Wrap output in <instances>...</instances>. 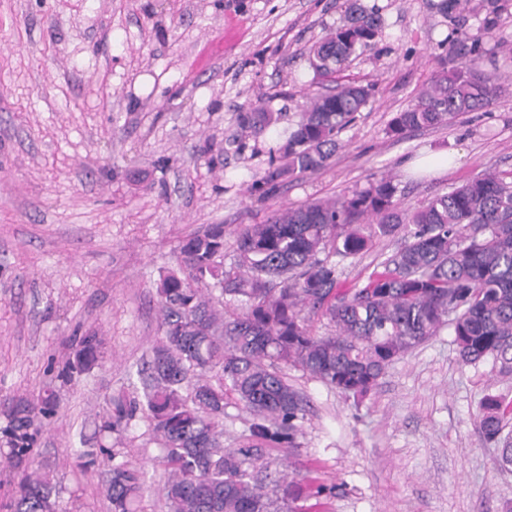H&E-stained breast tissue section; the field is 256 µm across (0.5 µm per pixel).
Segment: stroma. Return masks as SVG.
Here are the masks:
<instances>
[{
    "label": "stroma",
    "instance_id": "35a3bbf8",
    "mask_svg": "<svg viewBox=\"0 0 512 512\" xmlns=\"http://www.w3.org/2000/svg\"><path fill=\"white\" fill-rule=\"evenodd\" d=\"M360 2L382 28L339 78L372 96L327 168L263 196L251 185L268 149L318 86L308 50L344 24L348 0H0V512L24 471L9 460V427L24 409L28 468L51 479L55 512H111L109 461L82 456L100 447L140 472L133 512H166V468L146 419L121 433L102 426L113 396L140 391L138 370L161 339L154 282L176 266L182 238L223 225L230 257L246 225L382 177L405 208L489 168L512 181V85L452 123L389 129L439 61L457 65L448 36L486 31L482 68L512 76V0H467L453 18L434 0ZM259 104L287 120L235 148L239 113ZM400 244L381 237L341 261L343 287ZM89 331L102 356L69 371ZM284 373L306 412L296 447L265 458L274 473L292 463L310 485L307 512H503L512 502V469L479 425L486 395L512 399V376L463 364L451 326L362 399Z\"/></svg>",
    "mask_w": 512,
    "mask_h": 512
}]
</instances>
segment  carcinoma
<instances>
[{
	"label": "carcinoma",
	"mask_w": 512,
	"mask_h": 512,
	"mask_svg": "<svg viewBox=\"0 0 512 512\" xmlns=\"http://www.w3.org/2000/svg\"><path fill=\"white\" fill-rule=\"evenodd\" d=\"M381 18L352 3L347 23L315 42L309 67L336 83L306 97L288 139L268 149V169L252 190L271 194L279 180L326 168L340 148L339 134L368 103L372 88L336 82L345 63L379 35ZM461 62L439 64L426 88L393 118L390 131L450 123L489 105L508 78L480 68L482 34L468 44L448 40ZM282 113L263 105L238 115L241 136H257ZM397 186L381 178L339 198L315 199L249 224L237 239L235 260L224 264V225L182 239L179 268L155 283L162 320L160 343L141 371L142 411L163 452L162 487L168 512H301L298 481L272 476L264 447H296L304 399L283 368H299L345 393L372 392L387 367L453 326L459 359L491 363L512 374V182L492 168L409 209ZM400 236L401 245L362 282L340 287L336 258L368 250L373 239ZM243 304L239 313L220 308L214 290ZM318 316L333 331L317 336ZM102 341L83 336L71 367L91 368ZM250 411L249 436L241 448L224 447V395ZM115 431L128 425L137 406L113 399ZM31 419L14 423L12 456L29 448ZM480 428L512 467V401L488 395ZM54 486L36 471L18 485L12 512H55ZM112 512H131L141 495L136 471L112 465L108 483Z\"/></svg>",
	"instance_id": "obj_1"
}]
</instances>
